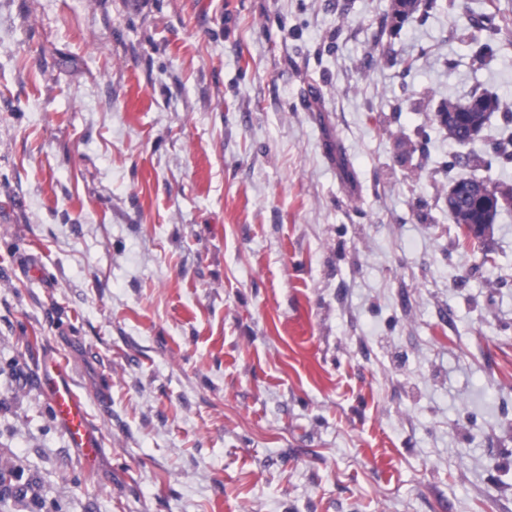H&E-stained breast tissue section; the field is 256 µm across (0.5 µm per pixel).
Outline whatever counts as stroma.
Here are the masks:
<instances>
[{
  "label": "stroma",
  "mask_w": 512,
  "mask_h": 512,
  "mask_svg": "<svg viewBox=\"0 0 512 512\" xmlns=\"http://www.w3.org/2000/svg\"><path fill=\"white\" fill-rule=\"evenodd\" d=\"M391 5L0 0V512H512V204L453 223L434 120L512 42ZM498 2V0H489L488 3H482L481 13L470 25L472 29L485 32L486 41H481L479 36L475 32L471 33L467 27L459 29V32L455 29V33H458V38L462 42L469 41L472 66L477 69L487 65L495 57L492 38L502 30L501 23L506 20ZM38 380L62 431L74 448L80 449L86 464L94 465L100 439L90 423L84 401L71 384L66 364L55 359L44 361Z\"/></svg>",
  "instance_id": "obj_1"
}]
</instances>
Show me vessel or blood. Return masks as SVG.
<instances>
[{
    "label": "vessel or blood",
    "instance_id": "b4317fda",
    "mask_svg": "<svg viewBox=\"0 0 512 512\" xmlns=\"http://www.w3.org/2000/svg\"><path fill=\"white\" fill-rule=\"evenodd\" d=\"M38 380L62 431L80 449L86 464L94 465L100 439L90 423L84 401L71 384L66 364L55 359L43 362Z\"/></svg>",
    "mask_w": 512,
    "mask_h": 512
}]
</instances>
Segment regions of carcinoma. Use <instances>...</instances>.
I'll return each mask as SVG.
<instances>
[{
    "mask_svg": "<svg viewBox=\"0 0 512 512\" xmlns=\"http://www.w3.org/2000/svg\"><path fill=\"white\" fill-rule=\"evenodd\" d=\"M433 6L432 0H410L402 6L392 5V10L401 7L406 14L390 26V33L396 34L414 14L420 11L426 13ZM503 21L505 17L498 0H489L483 4L481 13L470 27L459 29L458 38L469 42L472 66L480 69L494 59L492 38L502 30ZM507 109V104L497 95L476 88L460 100L441 104L436 111L435 121L449 140L468 145L474 142L469 137V131L481 134L494 113ZM453 184L463 185L468 200L463 202L455 196L454 190H448L449 215L454 223L466 227L474 237H482L498 215V204L490 202L485 179L461 174L453 180Z\"/></svg>",
    "mask_w": 512,
    "mask_h": 512,
    "instance_id": "cac0c4a2",
    "label": "carcinoma"
}]
</instances>
